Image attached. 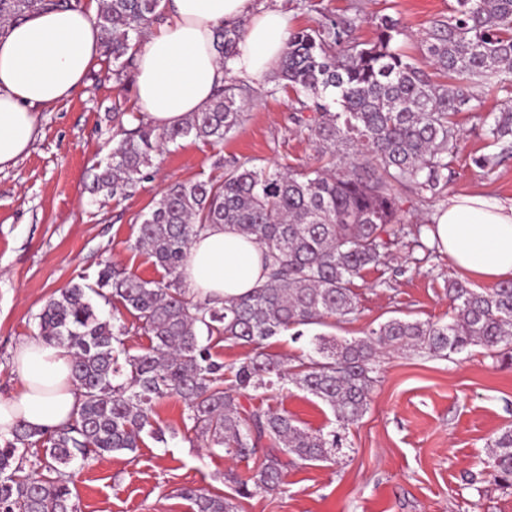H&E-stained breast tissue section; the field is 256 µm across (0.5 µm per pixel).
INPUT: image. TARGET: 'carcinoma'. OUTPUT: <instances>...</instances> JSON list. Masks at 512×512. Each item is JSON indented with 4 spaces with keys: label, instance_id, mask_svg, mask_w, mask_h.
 <instances>
[{
    "label": "carcinoma",
    "instance_id": "1",
    "mask_svg": "<svg viewBox=\"0 0 512 512\" xmlns=\"http://www.w3.org/2000/svg\"><path fill=\"white\" fill-rule=\"evenodd\" d=\"M161 2L100 0L95 24L115 75L133 63L132 37L157 19ZM49 6L79 9L81 0H0V31ZM359 20L357 13H328L290 32L278 64V83L297 93L299 110L316 111L305 129L326 165L229 159L218 163L224 172L215 179L175 183L145 215L135 242L162 269L160 280L105 261L94 281L62 288L43 306L39 337L70 349L79 406L54 430L18 425L0 446V512H80L66 471L71 461L133 453L146 436L165 441L154 409L166 398H180L191 430L224 456L249 461L262 452L249 479L238 481L236 492L246 497L253 488L282 490L290 467L339 464L347 454L339 429L309 431L286 411L248 409L240 399L266 400L294 386L327 406L345 429L366 412L388 352L450 358L482 346L512 359V281L489 290L448 282L452 311L445 323L394 318L359 339L317 333L310 351L289 367L266 352L273 337L289 332L299 340L311 326L350 319L358 311L355 280L364 271L404 247L427 250L421 235L407 239L403 195L432 203L444 197L460 144L455 116L482 111L485 95L512 101V0H456L450 15L422 34L424 66L397 46L407 35L400 20L381 17L369 42L354 36ZM242 33L241 24L216 28L223 60L237 54ZM243 91L231 76L176 126L160 130L141 117L116 131L110 157L96 166V190L127 194L153 155L179 139L223 144L243 121ZM483 125L498 152L473 162L491 170L512 154V110ZM210 224L235 227L265 255V280L222 306L189 296L182 279L191 243ZM95 296L112 304V320L99 317ZM133 331L150 339L138 355L125 347ZM223 342L249 353L226 365L213 353ZM32 448L42 450L33 461ZM489 464L494 478L512 486V428L492 440ZM27 466L39 474L25 472ZM181 496L193 512H238L222 495L185 488Z\"/></svg>",
    "mask_w": 512,
    "mask_h": 512
}]
</instances>
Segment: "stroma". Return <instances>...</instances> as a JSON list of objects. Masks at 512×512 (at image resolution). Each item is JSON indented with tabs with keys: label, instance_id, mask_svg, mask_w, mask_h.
I'll return each instance as SVG.
<instances>
[{
	"label": "stroma",
	"instance_id": "stroma-1",
	"mask_svg": "<svg viewBox=\"0 0 512 512\" xmlns=\"http://www.w3.org/2000/svg\"><path fill=\"white\" fill-rule=\"evenodd\" d=\"M455 0H286L291 29L314 25L321 12H359L358 40L374 39L381 16L399 18L409 36L404 52L420 58L416 39L448 14ZM112 61L99 60L85 88L38 114L35 139L16 165L0 170V396L16 392L17 346L38 336L37 315L61 288L95 276L100 262L146 280H158L144 251L135 249L138 226L161 193L176 182L218 175L219 158L254 164H316L318 147L296 112L290 89L272 76L254 80L241 126L215 148L186 138L153 156L134 192L115 198L94 193L97 162L112 150L118 125L132 127L139 113L133 77L115 80ZM459 153L449 195L482 193L512 202V158L491 171L472 159L487 153L482 121L458 113ZM462 274L439 250L402 249L398 260L364 272L358 280V317L330 327L348 339L392 318L444 322L449 280ZM270 405L310 430L336 428L332 412L295 388ZM181 399L156 408L167 442L147 440L136 453L75 459L74 494L81 512H191L180 498L193 487L235 496L225 473L249 477L248 467L210 450L187 430ZM512 427V361L480 346L451 359L391 353L381 363L368 409L345 431L350 449L342 465L319 463L289 469L283 490L235 497L239 512H512V487L494 479L487 465L490 441Z\"/></svg>",
	"mask_w": 512,
	"mask_h": 512
}]
</instances>
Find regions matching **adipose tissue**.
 <instances>
[{
	"mask_svg": "<svg viewBox=\"0 0 512 512\" xmlns=\"http://www.w3.org/2000/svg\"><path fill=\"white\" fill-rule=\"evenodd\" d=\"M164 22L135 48L134 91L140 111L161 129L183 122L209 102L226 73L259 78L286 50L289 16L254 0H165ZM245 21L238 53L221 60L214 31ZM103 53L86 9H49L7 27L0 36V168L26 154L38 109L70 98ZM429 236L454 268L474 278H512V204L458 194L434 214ZM262 249L235 228L215 224L195 238L183 266L189 295L223 304L262 281ZM20 385L0 397V437L17 424L43 431L69 421L77 405L72 356L63 345L30 338L16 349Z\"/></svg>",
	"mask_w": 512,
	"mask_h": 512,
	"instance_id": "obj_1",
	"label": "adipose tissue"
}]
</instances>
